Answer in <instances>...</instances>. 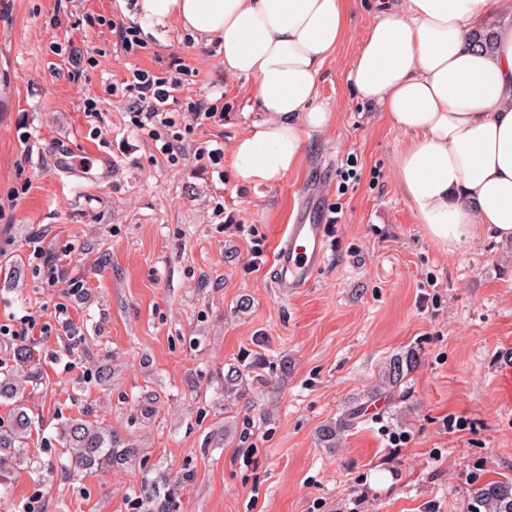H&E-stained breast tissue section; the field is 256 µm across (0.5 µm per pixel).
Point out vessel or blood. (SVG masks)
<instances>
[{
  "instance_id": "b4317fda",
  "label": "vessel or blood",
  "mask_w": 512,
  "mask_h": 512,
  "mask_svg": "<svg viewBox=\"0 0 512 512\" xmlns=\"http://www.w3.org/2000/svg\"><path fill=\"white\" fill-rule=\"evenodd\" d=\"M56 154L58 166L66 174L77 171L86 176L95 167L105 174L112 171V160L107 156L84 163L66 145L58 146ZM327 232L328 224L323 217L308 211L299 212L294 223L286 225L271 262L273 285L282 294L297 293L310 286L325 256Z\"/></svg>"
}]
</instances>
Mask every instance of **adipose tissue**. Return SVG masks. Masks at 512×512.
<instances>
[{
    "label": "adipose tissue",
    "mask_w": 512,
    "mask_h": 512,
    "mask_svg": "<svg viewBox=\"0 0 512 512\" xmlns=\"http://www.w3.org/2000/svg\"><path fill=\"white\" fill-rule=\"evenodd\" d=\"M350 0H137L149 24L217 42L224 72L249 80L261 117L232 148L242 184L295 170L333 111L319 73L348 34ZM512 0H402L367 29L349 63L356 95L413 137L395 159L414 218L456 251L489 233L512 242ZM493 30L495 45L473 39Z\"/></svg>",
    "instance_id": "adipose-tissue-1"
}]
</instances>
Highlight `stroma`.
Instances as JSON below:
<instances>
[{
  "label": "stroma",
  "mask_w": 512,
  "mask_h": 512,
  "mask_svg": "<svg viewBox=\"0 0 512 512\" xmlns=\"http://www.w3.org/2000/svg\"><path fill=\"white\" fill-rule=\"evenodd\" d=\"M387 7L352 0L349 36L319 76L334 126L312 135L297 170L253 187L230 159L196 157L231 150L260 116L217 44L168 23L131 55L114 29L133 26V0H0V323L48 320L63 301L82 335L34 342V469L0 489V512H22L37 491L48 512H129L130 499L174 486L170 512H470L476 489L512 481V243L483 235L451 252L416 223L394 164L411 135L348 79ZM179 61L198 72L184 96L224 119L195 127L171 164L131 124L121 85L133 68ZM62 142L111 156V174H58ZM310 189L340 220L310 288L284 297L270 264ZM36 237L64 282L39 273ZM71 279L84 284L73 296ZM409 350L404 382L381 388L383 363ZM234 371L242 381L225 391ZM85 415L136 461L66 474L58 428ZM342 420L328 447L320 430Z\"/></svg>",
  "instance_id": "35a3bbf8"
}]
</instances>
